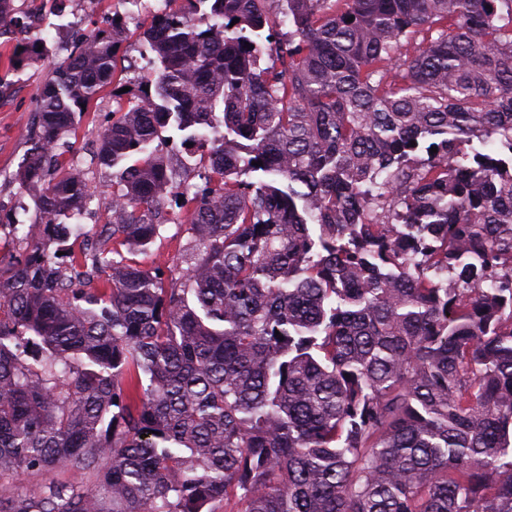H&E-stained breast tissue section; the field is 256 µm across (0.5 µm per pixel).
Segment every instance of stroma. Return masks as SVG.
<instances>
[{
    "mask_svg": "<svg viewBox=\"0 0 512 512\" xmlns=\"http://www.w3.org/2000/svg\"><path fill=\"white\" fill-rule=\"evenodd\" d=\"M23 16L46 23L39 35L38 55L15 66L13 43L0 39V263L14 261L21 238L35 212L33 199L13 179L25 153V134L32 119L38 88L50 76L56 61L68 56L79 34L105 28L113 16L125 21L122 49L115 77L77 116L74 158L85 170L95 197L82 217L86 224L112 220V171L97 165L94 152L99 135L116 106L121 88L138 92L154 74L152 55L142 33L150 24L130 0H17ZM190 237L186 224H168L147 252L131 257L146 268H173Z\"/></svg>",
    "mask_w": 512,
    "mask_h": 512,
    "instance_id": "35a3bbf8",
    "label": "stroma"
}]
</instances>
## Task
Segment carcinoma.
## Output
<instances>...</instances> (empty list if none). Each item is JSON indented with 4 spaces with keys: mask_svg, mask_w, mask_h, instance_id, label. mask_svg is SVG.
I'll return each instance as SVG.
<instances>
[{
    "mask_svg": "<svg viewBox=\"0 0 512 512\" xmlns=\"http://www.w3.org/2000/svg\"><path fill=\"white\" fill-rule=\"evenodd\" d=\"M121 34L53 67L14 176L39 233L0 268V481L29 485L0 512H512V0H165L96 154L112 246L60 256ZM168 223L176 276L116 259ZM163 134L173 137L171 144H167L164 147L165 150H169L173 158L189 160L190 164H194L196 159L199 158L198 153H194L196 151L195 146L191 142L184 141L183 135L172 132H165Z\"/></svg>",
    "mask_w": 512,
    "mask_h": 512,
    "instance_id": "carcinoma-1",
    "label": "carcinoma"
}]
</instances>
